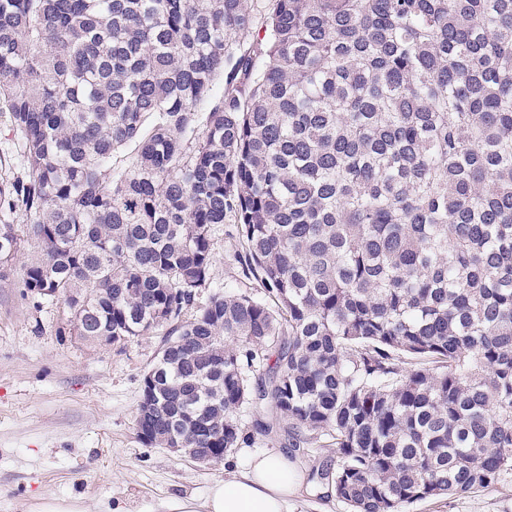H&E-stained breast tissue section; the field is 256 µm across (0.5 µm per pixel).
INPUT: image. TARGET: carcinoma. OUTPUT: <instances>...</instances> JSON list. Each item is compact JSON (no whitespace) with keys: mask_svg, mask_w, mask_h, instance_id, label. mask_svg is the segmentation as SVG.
Masks as SVG:
<instances>
[{"mask_svg":"<svg viewBox=\"0 0 512 512\" xmlns=\"http://www.w3.org/2000/svg\"><path fill=\"white\" fill-rule=\"evenodd\" d=\"M255 27L247 0H0V104L23 143L0 267L21 214L39 249L24 287L71 335H162L136 417L150 446L321 433L350 512L497 484L512 0H269L259 54L236 52ZM228 219L263 298L214 290Z\"/></svg>","mask_w":512,"mask_h":512,"instance_id":"carcinoma-1","label":"carcinoma"}]
</instances>
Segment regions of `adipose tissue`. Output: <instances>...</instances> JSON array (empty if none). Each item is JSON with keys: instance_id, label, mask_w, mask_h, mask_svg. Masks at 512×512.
Wrapping results in <instances>:
<instances>
[{"instance_id": "adipose-tissue-1", "label": "adipose tissue", "mask_w": 512, "mask_h": 512, "mask_svg": "<svg viewBox=\"0 0 512 512\" xmlns=\"http://www.w3.org/2000/svg\"><path fill=\"white\" fill-rule=\"evenodd\" d=\"M304 487L300 468L285 453L259 454L240 476L214 483L203 508L205 512H291Z\"/></svg>"}]
</instances>
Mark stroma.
Wrapping results in <instances>:
<instances>
[{
  "mask_svg": "<svg viewBox=\"0 0 512 512\" xmlns=\"http://www.w3.org/2000/svg\"><path fill=\"white\" fill-rule=\"evenodd\" d=\"M214 249L216 289L257 293L241 272L234 224H225ZM34 253L26 240L0 279V512H39L45 499H76L86 512H170L179 501L199 506L216 481L243 471L250 454L263 451L288 453L308 476L293 512H349L312 477L339 461L325 436L314 447L295 448L280 429L210 466L143 444L137 405L159 336L94 346L61 333L62 304L37 299L23 286ZM407 512H512V475Z\"/></svg>",
  "mask_w": 512,
  "mask_h": 512,
  "instance_id": "stroma-1",
  "label": "stroma"
}]
</instances>
